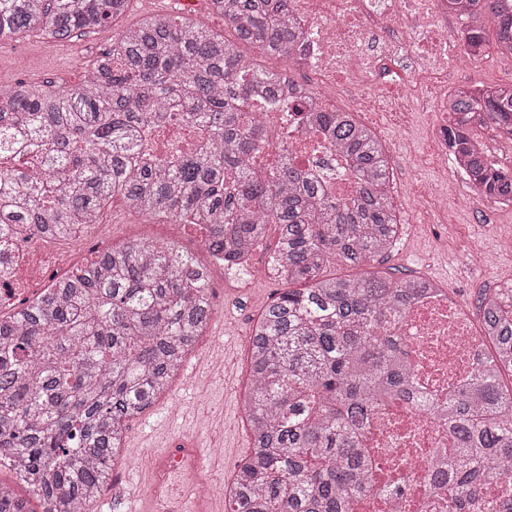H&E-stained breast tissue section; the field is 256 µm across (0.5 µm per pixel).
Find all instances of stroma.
<instances>
[{
    "instance_id": "1",
    "label": "stroma",
    "mask_w": 512,
    "mask_h": 512,
    "mask_svg": "<svg viewBox=\"0 0 512 512\" xmlns=\"http://www.w3.org/2000/svg\"><path fill=\"white\" fill-rule=\"evenodd\" d=\"M112 42L111 27L67 44H55L32 34L0 48V84L10 86L25 80L70 89L83 79L93 58ZM512 81V58L497 53L479 60L462 61L448 76L449 87L490 85ZM381 138L394 169L395 202L406 216L401 236L384 256L381 269L401 275L414 273L447 286L450 293L465 302L475 301L484 289L512 280V249L499 242L512 235V209L492 198H482L477 209L449 210L445 218L421 209L419 191L435 179L441 168L432 158L430 140L419 132L393 129L384 114L365 118ZM426 155L424 165H413L409 153ZM114 227L116 241H163L174 236L180 244L197 254L201 250V231L186 226L168 233L161 225L145 224L142 217L113 204L104 216ZM217 313L208 330L213 344L223 348L228 366L215 370L201 356H193L185 366V376L169 395L150 412L129 424L124 457L115 466L113 491L122 500L113 501L111 512H159L153 496V477L148 474L151 456L167 453L176 439L197 440L209 450L208 465L221 474L214 482L216 501H223L239 459L249 448V436L242 419L243 385L247 369V350L240 340L261 311L281 289V282L240 294L232 286L213 279Z\"/></svg>"
}]
</instances>
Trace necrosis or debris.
<instances>
[{
  "instance_id": "4bbe7bcc",
  "label": "necrosis or debris",
  "mask_w": 512,
  "mask_h": 512,
  "mask_svg": "<svg viewBox=\"0 0 512 512\" xmlns=\"http://www.w3.org/2000/svg\"><path fill=\"white\" fill-rule=\"evenodd\" d=\"M288 11L300 26L288 64L308 77L310 88L324 99L347 93L350 111L364 113L376 107L373 86H395L402 124H410L414 113L435 111L429 138L439 161L448 162V69L474 32L466 10L451 9L448 0H289ZM309 108L306 102L273 101L265 120L275 136L263 156L277 159L281 140H288L296 166L332 191H349L347 157L309 124ZM88 230L76 224L66 239L32 231L10 240L8 260L0 265V311L36 298L75 266L80 252L108 249L110 225H100L96 238ZM477 321L475 309L444 289L423 291L413 300L397 334L420 393L440 402L466 383L488 352ZM362 445L373 450L379 467L373 491L353 512H445V500L432 490V463L452 446L441 420L408 401L387 398L373 407Z\"/></svg>"
}]
</instances>
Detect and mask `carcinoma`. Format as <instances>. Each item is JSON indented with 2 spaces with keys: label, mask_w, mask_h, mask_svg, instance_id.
Returning a JSON list of instances; mask_svg holds the SVG:
<instances>
[{
  "label": "carcinoma",
  "mask_w": 512,
  "mask_h": 512,
  "mask_svg": "<svg viewBox=\"0 0 512 512\" xmlns=\"http://www.w3.org/2000/svg\"><path fill=\"white\" fill-rule=\"evenodd\" d=\"M131 0H0V43L37 30L48 42L93 34ZM476 35L466 54L512 55L502 0H468ZM234 40L186 16L145 17L69 90L18 81L0 92V238L20 224L57 238L98 224L118 199L130 212L206 232L204 247L237 254L277 226L286 288L251 328L245 415L250 452L237 464L224 512H351L374 461L359 445L371 402L409 393L392 334L420 276L370 271L396 244L392 166L354 112L316 114L353 161L352 197L327 195L288 162L260 171L262 105L283 78L252 67L239 45L288 55L287 0H210ZM498 19L489 45L486 15ZM448 148L486 197L512 200V169L488 160L476 129L512 135V82L448 93ZM197 135L168 161L141 135L175 118ZM336 258L353 273L326 274ZM490 345L470 381L435 413L448 419V512H483L489 480L512 483V283L477 299ZM215 315L211 272L174 242H123L0 315V512H89L112 481L128 422L165 398ZM32 491L37 508L18 493Z\"/></svg>",
  "instance_id": "1"
}]
</instances>
